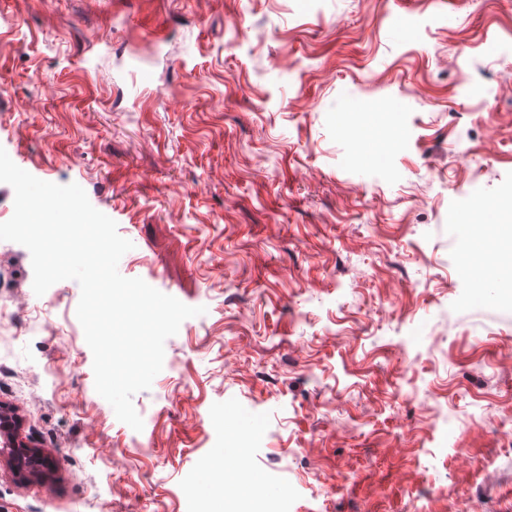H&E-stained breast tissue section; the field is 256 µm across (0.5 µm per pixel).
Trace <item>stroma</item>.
<instances>
[{
  "label": "stroma",
  "mask_w": 512,
  "mask_h": 512,
  "mask_svg": "<svg viewBox=\"0 0 512 512\" xmlns=\"http://www.w3.org/2000/svg\"><path fill=\"white\" fill-rule=\"evenodd\" d=\"M152 75L135 81L137 68ZM0 147L79 184L118 270L205 307L133 404L0 241V408L53 462L0 512H512V0H0Z\"/></svg>",
  "instance_id": "1"
}]
</instances>
